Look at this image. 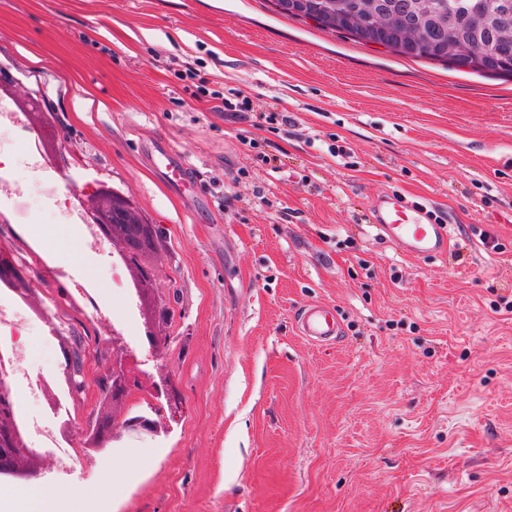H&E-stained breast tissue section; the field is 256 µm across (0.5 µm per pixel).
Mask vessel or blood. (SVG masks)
Masks as SVG:
<instances>
[{
    "label": "vessel or blood",
    "mask_w": 512,
    "mask_h": 512,
    "mask_svg": "<svg viewBox=\"0 0 512 512\" xmlns=\"http://www.w3.org/2000/svg\"><path fill=\"white\" fill-rule=\"evenodd\" d=\"M155 151L165 166L168 179L180 188H190L187 164L163 146H156ZM371 222L402 255L438 259L448 256L450 226L432 219L427 207L407 204L397 195H383L374 199L371 205ZM297 329L302 336L319 345L335 342L342 333L334 309L325 304L307 305L298 316Z\"/></svg>",
    "instance_id": "vessel-or-blood-1"
}]
</instances>
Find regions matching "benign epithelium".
Here are the masks:
<instances>
[{
  "mask_svg": "<svg viewBox=\"0 0 512 512\" xmlns=\"http://www.w3.org/2000/svg\"><path fill=\"white\" fill-rule=\"evenodd\" d=\"M78 194L80 201L94 203V210L102 221L100 229L104 237L109 241H119L121 255L135 261L141 254L153 251V236L136 225L126 197L113 193L98 181L86 183ZM27 277L26 271L15 264L11 249L1 245L0 280L18 287L25 283ZM107 347L112 350V384L106 387L108 395L119 400L133 393H144L152 400L150 409L153 416L140 414L114 419L110 425L102 423L98 427L97 438L117 429L152 435L160 433L159 418L164 415L160 399L168 396L167 380H147L146 373L139 368L140 361L118 331H112V340ZM63 355L65 380L72 398L77 400L86 388L82 365L84 351L66 346ZM15 407V390L0 380V474L34 477L37 475V456L28 450L25 437L16 427Z\"/></svg>",
  "mask_w": 512,
  "mask_h": 512,
  "instance_id": "7a95c632",
  "label": "benign epithelium"
}]
</instances>
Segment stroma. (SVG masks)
<instances>
[{"label":"stroma","instance_id":"obj_1","mask_svg":"<svg viewBox=\"0 0 512 512\" xmlns=\"http://www.w3.org/2000/svg\"><path fill=\"white\" fill-rule=\"evenodd\" d=\"M188 64L251 114L292 116L268 163L241 142L251 114L196 98ZM0 83L55 106L59 189L104 181L156 232L165 342L140 325L131 347L168 380L167 431L97 450L90 424L121 411L109 330L53 311L79 274L112 316L125 303L94 253L60 244L78 228L33 207L27 235L54 257L26 283L30 371L60 393L64 345L89 351L71 411L26 405L80 450L69 478L40 465L43 496L108 479L112 512H512V313L495 309L512 298V76L365 45L272 0H0ZM160 143L193 190L151 164ZM389 192L443 213L447 260L402 256L370 227ZM312 303L337 311V343L299 335Z\"/></svg>","mask_w":512,"mask_h":512}]
</instances>
